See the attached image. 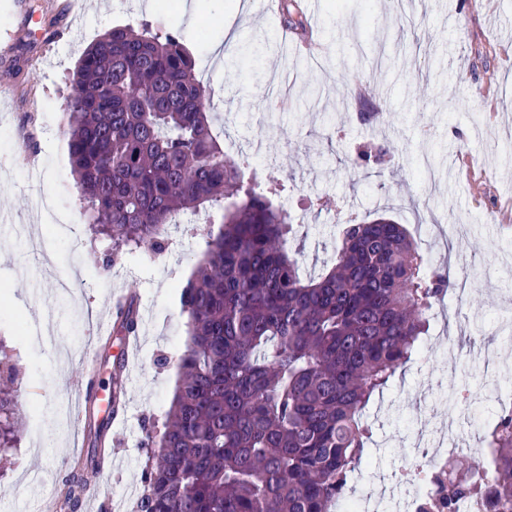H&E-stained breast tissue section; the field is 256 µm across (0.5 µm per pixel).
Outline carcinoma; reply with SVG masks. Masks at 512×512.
<instances>
[{
    "instance_id": "obj_1",
    "label": "carcinoma",
    "mask_w": 512,
    "mask_h": 512,
    "mask_svg": "<svg viewBox=\"0 0 512 512\" xmlns=\"http://www.w3.org/2000/svg\"><path fill=\"white\" fill-rule=\"evenodd\" d=\"M65 100L64 135L89 230L112 256L161 252L177 218L221 212L202 260L181 291L188 342L163 430L145 472L139 512H331L367 455L372 396L418 354L429 311L455 282L433 266L403 224L346 226L335 264L301 272L288 210L275 192L243 186L208 112L210 94L173 33L115 25L81 55ZM130 299L119 332L137 328ZM16 367L0 341V451L22 425ZM497 492L512 500V413L485 434ZM80 463L66 476L76 512ZM486 477L442 467L419 512H454L483 498Z\"/></svg>"
}]
</instances>
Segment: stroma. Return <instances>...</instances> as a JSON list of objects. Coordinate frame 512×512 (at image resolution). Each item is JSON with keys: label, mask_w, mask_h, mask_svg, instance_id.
Returning a JSON list of instances; mask_svg holds the SVG:
<instances>
[{"label": "stroma", "mask_w": 512, "mask_h": 512, "mask_svg": "<svg viewBox=\"0 0 512 512\" xmlns=\"http://www.w3.org/2000/svg\"><path fill=\"white\" fill-rule=\"evenodd\" d=\"M184 0L131 8L128 0H87L68 15L65 0H0V336L20 369L25 424L0 458V512H65L63 481L77 454L62 415L86 381L82 361L111 295L136 293L144 320L139 356L124 372V421L112 428L111 474L87 478L85 499L111 512H138L145 488V428L163 424L187 340L180 292L201 259L202 234L217 211L181 215L167 248L137 249L100 271L112 241L92 234L75 186L63 103L66 76L84 49L116 24L180 34L211 95V118L226 154L247 162L257 189L278 187L302 243L299 263L318 275L336 260L340 227L380 216L409 227L425 255L480 279L466 297L450 294L421 353L369 407L370 461L347 495L379 480L402 495L400 476L421 431L452 427L459 443L481 445L491 421V388L511 374L484 371L485 350L512 354V0L486 14L481 0H315L323 50L306 58L277 42L279 13L244 0ZM237 34L226 42L225 28ZM220 45L221 54L211 51ZM486 46V59L474 50ZM288 91L280 108L274 92ZM390 156L362 162V149ZM488 179L473 193L471 176ZM52 208L80 236L45 223ZM478 384L463 393L465 374ZM41 468L33 482L29 474Z\"/></svg>", "instance_id": "35a3bbf8"}]
</instances>
